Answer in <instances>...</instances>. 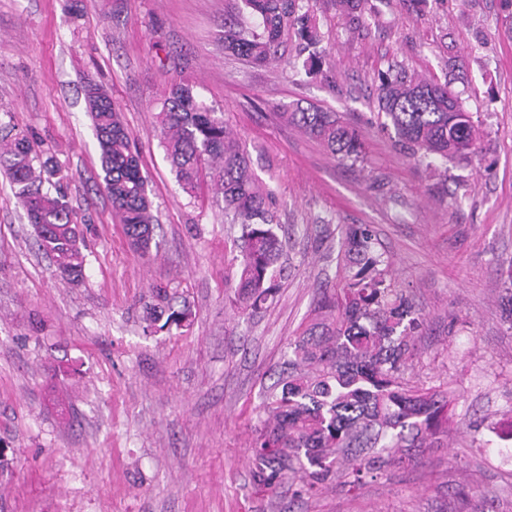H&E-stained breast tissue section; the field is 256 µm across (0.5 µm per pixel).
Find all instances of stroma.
<instances>
[{"mask_svg": "<svg viewBox=\"0 0 512 512\" xmlns=\"http://www.w3.org/2000/svg\"><path fill=\"white\" fill-rule=\"evenodd\" d=\"M241 0H0V127L48 148L87 241L85 279L39 250L0 167V512H512V0H337L314 11L330 71L308 73L293 40L255 67L224 50ZM450 82L479 133L439 181L383 129V74ZM101 83L140 148L159 226L136 250L101 186L83 96ZM223 112L273 192L284 230L279 289L256 312L231 303L239 227L209 177L177 185L156 114L171 82ZM334 112L362 143L339 161L282 112ZM371 225L397 288L424 318L415 374L459 397L446 445L420 449L355 492L259 489L249 442L263 393L343 284L341 230ZM193 323L143 333L151 288Z\"/></svg>", "mask_w": 512, "mask_h": 512, "instance_id": "stroma-1", "label": "stroma"}]
</instances>
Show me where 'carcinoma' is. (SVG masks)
Masks as SVG:
<instances>
[{
    "label": "carcinoma",
    "instance_id": "1",
    "mask_svg": "<svg viewBox=\"0 0 512 512\" xmlns=\"http://www.w3.org/2000/svg\"><path fill=\"white\" fill-rule=\"evenodd\" d=\"M241 18L224 25V50L267 66L277 59L284 34L298 51L316 47L321 34L311 0H241ZM254 19L258 25L247 26ZM100 150L103 189L113 215L132 245L150 252L157 245V219L139 149L104 88L83 86ZM385 127L419 158L448 161L473 148L477 131L449 83L385 75L378 87ZM283 117L319 141L341 161L362 158L358 135L334 112L296 108ZM171 171L184 193L198 188L203 169L224 200L225 223L241 228L242 259L232 304L256 311L274 296L282 256V225L273 194L252 169L251 159L224 124V113L208 106L194 88L173 83L157 113ZM0 166L8 170L14 196L33 228L38 246L72 284L83 281L84 233L60 170L42 145L20 132L0 138ZM345 284L324 297L325 312L290 342L291 356L263 404L264 419L252 432L256 477L265 491L284 483L314 494L346 478L351 488L396 462L412 460L420 448L448 439L455 389H422L408 376L416 333L424 320L409 296L394 287L390 264L375 247L368 225L343 229ZM145 333L191 325L192 310L166 287L153 288Z\"/></svg>",
    "mask_w": 512,
    "mask_h": 512
}]
</instances>
